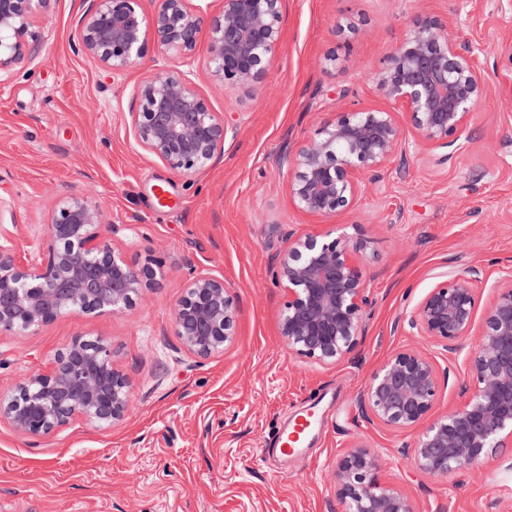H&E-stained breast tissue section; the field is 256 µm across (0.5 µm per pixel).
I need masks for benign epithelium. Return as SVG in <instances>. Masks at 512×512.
Instances as JSON below:
<instances>
[{
	"mask_svg": "<svg viewBox=\"0 0 512 512\" xmlns=\"http://www.w3.org/2000/svg\"><path fill=\"white\" fill-rule=\"evenodd\" d=\"M53 0H0V85L34 58ZM91 0L79 19L74 51L120 74L148 51L168 62L136 88V108L125 125L134 143L171 171L191 176L224 154L236 126L212 111L191 70L201 36L207 38L206 76L253 94L283 36L282 0H221V8L190 0ZM373 82L379 95L401 108L340 112L316 137L281 155L294 205L311 217L354 208L365 187L388 170L397 155L462 150L471 112L489 91L476 48L449 32L447 18L424 12ZM106 223L86 196L57 203L50 220L48 257H20L0 233V331H29L70 312H117L157 284L160 264L138 266L100 236ZM364 243L330 234H288V248L273 257L275 277L287 300L280 335L295 355L323 364L352 359L366 335L372 304L362 267ZM472 268L440 280L395 332L415 333L454 353L472 335L478 313ZM174 311L175 334L200 358L224 352L235 336L237 300L224 279L190 270ZM479 346L469 370L475 389L462 405L435 416L449 369L413 349L392 355L369 378L361 411L370 423L400 431L422 427L410 454L412 469L443 477L470 470L489 454L512 446V278L496 285L483 311ZM128 379L100 340L76 337L49 367L24 379L16 394L0 396V418L30 436H44L81 417L93 425L123 420L131 409ZM336 499L347 512H416L397 486L381 479L380 460L363 444L336 462Z\"/></svg>",
	"mask_w": 512,
	"mask_h": 512,
	"instance_id": "7a95c632",
	"label": "benign epithelium"
}]
</instances>
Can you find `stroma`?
<instances>
[{"label": "stroma", "instance_id": "stroma-1", "mask_svg": "<svg viewBox=\"0 0 512 512\" xmlns=\"http://www.w3.org/2000/svg\"><path fill=\"white\" fill-rule=\"evenodd\" d=\"M89 5L54 0L33 63L0 86V197L15 205L21 256L48 246L57 202L81 195L98 202L103 235L129 261L163 265L158 286L119 312L0 332L2 396L78 335L104 340L133 388L129 416L111 426L78 420L32 438L0 420V512H342L336 461L358 441L417 512H512V447L466 472L421 475L408 458L417 432L370 424L360 409L370 373L408 347L450 370L436 413L474 390L477 336L451 354L391 326L443 275L482 268L484 303L496 281L512 278V0H285L281 49L250 98L208 81L207 50L198 48L200 93L240 132L222 159L188 177L138 148L125 127L153 55L113 75L74 53ZM423 5L473 42L489 84L464 150L446 161L436 152L397 157L356 210L304 215L277 163L283 144L315 137L337 113L387 108L373 75ZM328 230L365 240L374 297L355 359L338 365L288 351L271 265L289 234ZM192 269L223 278L238 302L233 342L206 359L182 345L172 323ZM309 408L317 421L303 447L288 456L268 449L267 439Z\"/></svg>", "mask_w": 512, "mask_h": 512}]
</instances>
